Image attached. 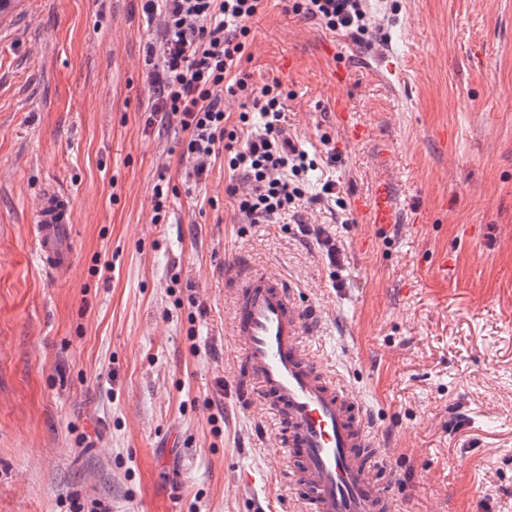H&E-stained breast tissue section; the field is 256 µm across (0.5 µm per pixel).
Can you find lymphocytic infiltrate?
<instances>
[{"label": "lymphocytic infiltrate", "mask_w": 512, "mask_h": 512, "mask_svg": "<svg viewBox=\"0 0 512 512\" xmlns=\"http://www.w3.org/2000/svg\"><path fill=\"white\" fill-rule=\"evenodd\" d=\"M285 11L318 22L353 41L368 31L363 0H283ZM267 0H141L147 21H160L150 44L146 80L153 89L147 125L177 120L183 155L194 182L206 181L216 158L241 174L245 191L228 185L244 223L276 224L296 215L314 163L283 127L279 81L260 86L241 69L251 24ZM240 99L236 124L224 111L225 95Z\"/></svg>", "instance_id": "1"}]
</instances>
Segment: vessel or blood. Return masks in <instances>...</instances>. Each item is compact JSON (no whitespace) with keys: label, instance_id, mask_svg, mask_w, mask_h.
Wrapping results in <instances>:
<instances>
[{"label":"vessel or blood","instance_id":"b4317fda","mask_svg":"<svg viewBox=\"0 0 512 512\" xmlns=\"http://www.w3.org/2000/svg\"><path fill=\"white\" fill-rule=\"evenodd\" d=\"M354 209L365 223L381 228L397 221L391 189L378 181L371 196ZM73 222L70 196L39 194L36 230L41 262L68 265L67 234ZM304 314L280 276L247 277L234 295L232 332L239 336L244 363L268 412L285 422L280 476L303 487L304 512H396V500L369 465L379 457L353 392L318 371L303 340Z\"/></svg>","mask_w":512,"mask_h":512}]
</instances>
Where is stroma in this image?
<instances>
[{
    "instance_id": "stroma-1",
    "label": "stroma",
    "mask_w": 512,
    "mask_h": 512,
    "mask_svg": "<svg viewBox=\"0 0 512 512\" xmlns=\"http://www.w3.org/2000/svg\"><path fill=\"white\" fill-rule=\"evenodd\" d=\"M366 10L364 44L280 0L252 25L242 69L281 82L308 195L336 182L281 224L239 223L241 176L187 180L179 124L145 127L161 27L140 0L0 16V512H303L231 332L243 270L292 286L313 361L373 417L398 512H512V0ZM381 179L385 229L353 209ZM41 187L74 199L64 269L38 258Z\"/></svg>"
}]
</instances>
